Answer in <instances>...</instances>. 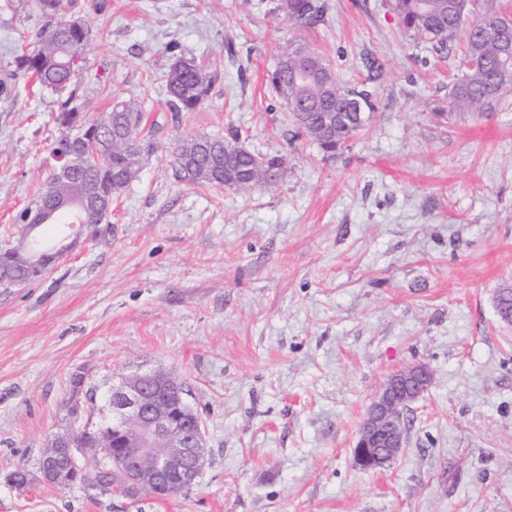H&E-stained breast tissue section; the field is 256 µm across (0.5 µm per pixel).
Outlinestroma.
<instances>
[{
  "label": "stroma",
  "mask_w": 512,
  "mask_h": 512,
  "mask_svg": "<svg viewBox=\"0 0 512 512\" xmlns=\"http://www.w3.org/2000/svg\"><path fill=\"white\" fill-rule=\"evenodd\" d=\"M276 0H79L90 32L74 101L89 117L138 95L158 151L115 197L96 241L43 279L0 292V512H512V103L449 114L462 42H414L388 0H320L304 27ZM44 23L0 0V241L53 161L61 93L24 77ZM319 52L376 110L333 158L292 138L268 80L282 52ZM212 83L173 113L176 56ZM239 133L285 160L271 186L237 191L174 176L177 138ZM424 364L405 446L363 471L352 449L388 376ZM174 371L208 448L196 483L128 500L4 477L36 468L53 435L103 415L120 376ZM85 376L94 411L73 412Z\"/></svg>",
  "instance_id": "stroma-1"
}]
</instances>
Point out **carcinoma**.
<instances>
[{"mask_svg":"<svg viewBox=\"0 0 512 512\" xmlns=\"http://www.w3.org/2000/svg\"><path fill=\"white\" fill-rule=\"evenodd\" d=\"M77 5L78 0H32L33 9L45 19V28L36 48L21 57L20 68L40 86L56 92L77 87L83 78L82 50L89 42V30L84 22L77 21ZM392 8L413 40L428 43L437 51L450 49L457 36L464 34L463 71L448 85L449 111L490 115L512 99V56L506 55V45L497 36L502 14L488 11L470 22L467 0H393ZM278 9L289 20L308 26L322 18L314 0H281ZM300 53L317 56L301 46L285 50L270 85L289 111L307 113L309 122H294V137L307 136L331 157L364 127V114L375 110L373 95L365 89L341 87L330 69H313L305 80L295 79L293 66H284V60L291 61ZM165 82L172 111L194 112L208 96L211 76L194 59L180 56ZM56 122L62 131L50 152L62 146L79 152L89 135L98 144L101 159L64 178L50 171L36 200L17 216L20 236L15 243L0 248V273L18 284L40 280L54 265V256L47 250H56V245L44 244L42 232L56 223L51 214L57 204L78 203L93 191L121 193L157 152L138 97L118 99L109 111L90 121L70 95L61 102ZM238 142V133L232 129L224 137L177 139L173 151L177 177L194 185L230 188L232 184L224 182V165L228 164L244 176L245 189L275 184L283 159L267 157L259 166L256 154ZM106 430L112 431V421L103 417L79 434V443L88 448H110L112 440L105 436Z\"/></svg>","mask_w":512,"mask_h":512,"instance_id":"carcinoma-1","label":"carcinoma"}]
</instances>
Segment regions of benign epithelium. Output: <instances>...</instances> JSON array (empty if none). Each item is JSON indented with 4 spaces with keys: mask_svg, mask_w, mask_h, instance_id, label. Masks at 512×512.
<instances>
[{
    "mask_svg": "<svg viewBox=\"0 0 512 512\" xmlns=\"http://www.w3.org/2000/svg\"><path fill=\"white\" fill-rule=\"evenodd\" d=\"M56 161L67 173L86 165L85 156L78 153L61 152ZM84 206L109 214L112 195L99 192L84 201ZM430 380L424 366L409 365L386 381L361 425L353 448L356 467L381 469L404 447V413ZM107 410L112 433L122 437L123 448L103 480L88 481L86 468L108 449L79 446V430L70 429L51 439L37 472L24 467L10 484L17 489L37 482L82 485L130 499L144 492L165 496L175 488L195 484L207 459L205 432L185 387L173 374L158 368L123 376L110 390Z\"/></svg>",
    "mask_w": 512,
    "mask_h": 512,
    "instance_id": "7a95c632",
    "label": "benign epithelium"
}]
</instances>
